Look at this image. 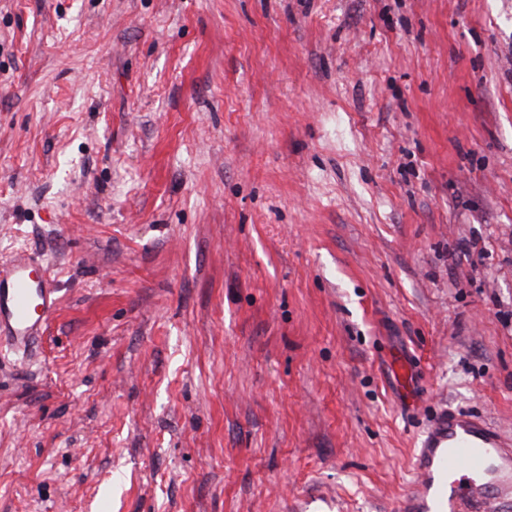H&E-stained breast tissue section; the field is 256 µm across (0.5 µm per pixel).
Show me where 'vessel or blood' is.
Wrapping results in <instances>:
<instances>
[{
    "label": "vessel or blood",
    "instance_id": "b4317fda",
    "mask_svg": "<svg viewBox=\"0 0 512 512\" xmlns=\"http://www.w3.org/2000/svg\"><path fill=\"white\" fill-rule=\"evenodd\" d=\"M44 274L19 260L0 270V337L24 347L55 308ZM416 484L392 512H512V441L483 420L442 408L415 450Z\"/></svg>",
    "mask_w": 512,
    "mask_h": 512
}]
</instances>
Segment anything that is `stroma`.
Returning <instances> with one entry per match:
<instances>
[{
    "label": "stroma",
    "mask_w": 512,
    "mask_h": 512,
    "mask_svg": "<svg viewBox=\"0 0 512 512\" xmlns=\"http://www.w3.org/2000/svg\"><path fill=\"white\" fill-rule=\"evenodd\" d=\"M13 259L0 512H390L512 438V0H0ZM52 283L29 262L0 270V339L26 347L55 308ZM511 447L485 421L445 406L415 448V486L392 511L509 512Z\"/></svg>",
    "instance_id": "35a3bbf8"
}]
</instances>
